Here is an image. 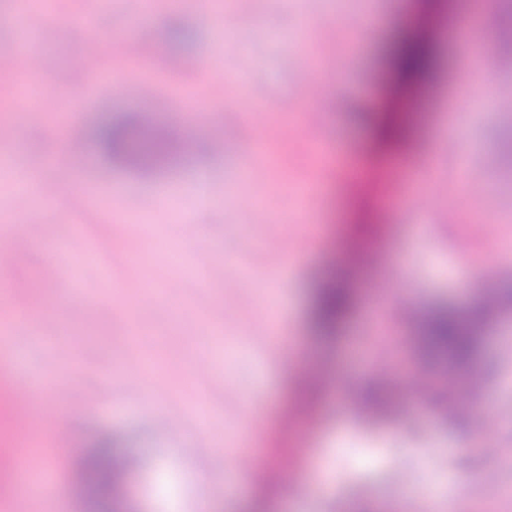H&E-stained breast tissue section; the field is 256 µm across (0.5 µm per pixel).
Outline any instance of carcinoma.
<instances>
[{"mask_svg":"<svg viewBox=\"0 0 512 512\" xmlns=\"http://www.w3.org/2000/svg\"><path fill=\"white\" fill-rule=\"evenodd\" d=\"M390 50L400 70L409 77L432 65L430 53L404 41H393ZM93 135L108 159L140 170L167 169L190 160L171 127H145L127 117H108L97 125ZM354 305L355 297L346 288L327 285L316 289L313 316L317 327L323 332L335 330ZM475 322L476 319L464 318L446 304L439 305L424 326L425 352L456 367L469 366L478 335ZM112 448V437H100L90 443L77 463L76 482L88 512H119L116 484L122 478V470Z\"/></svg>","mask_w":512,"mask_h":512,"instance_id":"cac0c4a2","label":"carcinoma"}]
</instances>
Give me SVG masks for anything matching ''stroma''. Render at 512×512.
<instances>
[{"mask_svg": "<svg viewBox=\"0 0 512 512\" xmlns=\"http://www.w3.org/2000/svg\"><path fill=\"white\" fill-rule=\"evenodd\" d=\"M474 0H33L25 19L57 32L48 47L54 68L31 75L0 63V226L28 232L25 255L0 252V316L23 306L8 340L0 339V379L29 389L52 429L22 477L4 483L8 512H86L73 480L76 459L109 434L130 460L121 512H198L208 484L214 512H291L289 503L316 495L306 512H512V166L502 155L512 137V109L473 79L482 60L494 86H512L503 40L459 46L439 15L471 21ZM434 29V70L402 85L384 49L404 20ZM334 30L324 39V30ZM144 36L154 56L137 59L127 43ZM110 42L93 104L67 111L86 89L71 59ZM314 66L310 86L297 80L299 59ZM414 95L417 124L387 143L378 128L384 101ZM323 134L395 164H431L420 202L409 190L382 209L377 193L344 190L320 146L303 133L305 115L324 100ZM173 124L194 151L191 163L143 174L91 149L93 128L110 115ZM262 123L265 150L254 152ZM224 132V153L209 149L210 129ZM292 129L284 137V129ZM85 166H77L80 153ZM259 164L243 176L239 164ZM493 158L495 175L484 161ZM66 172L72 190L94 188L90 207L66 196L22 195L31 175ZM171 186L158 198V182ZM266 223H258V213ZM199 225L223 276L201 283L198 256L185 245L183 217ZM135 235L138 248L122 242ZM82 236L89 257L69 252ZM347 236L385 246L401 270L398 284L376 271L358 289L355 313L371 316L351 345L311 319L313 290L342 280ZM277 237L298 253L271 250ZM491 267L473 279L457 248ZM65 276L41 280L48 259ZM151 281L162 305L142 300ZM501 299L469 370L431 363L419 345L422 321L439 301L467 311L485 287ZM147 361L146 388L129 400L121 384L130 350ZM317 367V397L299 386L302 365ZM431 382L425 397L407 391L409 375ZM454 377L463 400L446 419ZM386 382L391 412L377 421L359 401ZM249 426H242L243 417ZM179 419V430L169 422ZM498 453L469 446L472 434ZM422 448L431 457L419 456ZM260 457L266 482L233 467L235 455ZM325 486L314 490L312 475Z\"/></svg>", "mask_w": 512, "mask_h": 512, "instance_id": "obj_1", "label": "stroma"}]
</instances>
